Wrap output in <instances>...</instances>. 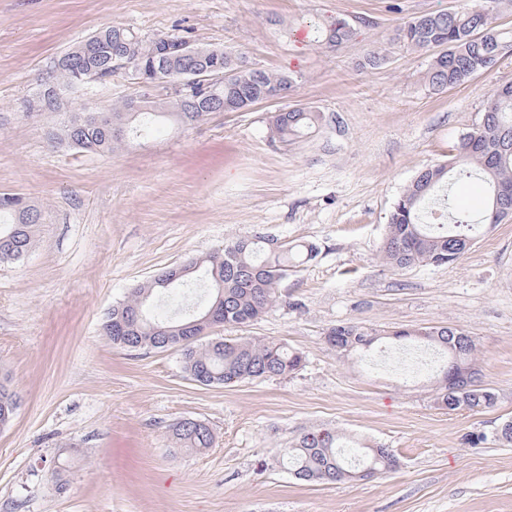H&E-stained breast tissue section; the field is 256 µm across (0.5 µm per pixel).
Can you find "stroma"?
<instances>
[{"mask_svg": "<svg viewBox=\"0 0 512 512\" xmlns=\"http://www.w3.org/2000/svg\"><path fill=\"white\" fill-rule=\"evenodd\" d=\"M481 0H0V193L42 208L30 252L0 265V379L20 397L0 430V512H512V446L468 434L512 418V218L454 265L395 269L381 260L394 204L419 170L452 164L484 102L512 83V46L491 70L436 91L429 51L404 47L414 16ZM354 23L352 41L319 25ZM108 25L190 34L248 65L296 76L287 98L165 127L110 156L57 136L70 112L135 91L124 73L68 92L57 112H28L51 60ZM306 41L290 34L299 26ZM383 62L365 66L368 52ZM321 112L290 145L268 118ZM312 242L257 321L216 335L286 344L305 364L287 378L201 386L175 350L112 346L103 328L132 288L244 236ZM392 331L461 328L479 346L481 412L441 409L431 374L402 377L395 357H343L325 339L341 323ZM192 418L211 448L176 447ZM333 428L395 450L377 478L297 480L280 450ZM324 40L333 46H339L352 40L356 35V29L345 21H330L320 30Z\"/></svg>", "mask_w": 512, "mask_h": 512, "instance_id": "1", "label": "stroma"}]
</instances>
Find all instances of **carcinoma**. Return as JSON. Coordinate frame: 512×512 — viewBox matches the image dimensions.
Listing matches in <instances>:
<instances>
[{"label": "carcinoma", "instance_id": "obj_1", "mask_svg": "<svg viewBox=\"0 0 512 512\" xmlns=\"http://www.w3.org/2000/svg\"><path fill=\"white\" fill-rule=\"evenodd\" d=\"M324 40L339 46L352 40L356 29L345 21H332L321 28ZM95 46L81 40L51 62L45 81L59 93L72 88L80 73L94 72L104 78L124 71L152 80L164 66L168 75L199 70L219 60L232 76L224 87L203 91L194 97L158 94L142 100L140 111L129 110L122 98L106 108L112 123L95 120L92 112H74L59 139L81 152L110 155L126 145L129 137L149 134L155 127H188L210 115L204 102L218 95L238 111L288 91L294 83L286 73L251 68L221 47L202 46L196 58L179 50L166 59L155 54L154 39L118 25L92 33ZM512 34L501 31L490 10L478 7L458 12H432L410 18L396 31L398 43L419 50H437L425 73L435 90L468 81L497 65ZM487 124L469 132L461 141L455 165L471 176L485 179L490 189L487 209L476 215L452 214L448 166L426 168L418 173L395 203L381 253L383 261L396 269L414 265H452L464 254L472 235L492 226L495 191L512 186V84L496 89L484 108ZM320 113L297 107L273 113L270 130L283 144L312 133ZM42 212L23 198L0 194V263L17 262L33 247ZM318 247L312 243H280L265 236L241 237L228 241L219 253L193 258L185 273L172 283L167 270L134 288L108 316L105 333L112 345L127 350L180 351L183 370L202 386H231L241 382L286 378L304 365L302 353L282 343L253 338H221L201 343L200 337L220 326L248 324L277 300L278 288L289 272L315 259ZM397 339L415 337L441 352L444 364L436 380V403L456 411L480 412L496 402L487 388L451 390L446 382L448 364L459 369L477 368V342L466 331L451 327H428L392 332ZM376 329L360 323L338 324L329 329V346L342 356L354 355L378 340ZM16 392L0 383V428L10 425L18 407ZM172 436L181 448L211 447L213 433L199 420H181L172 426ZM487 442L512 445V420L493 431L469 435L476 447ZM283 463L296 478L310 482H344L371 479L394 469L398 458L390 448L377 451L332 428L302 433L294 443L281 449Z\"/></svg>", "mask_w": 512, "mask_h": 512}]
</instances>
